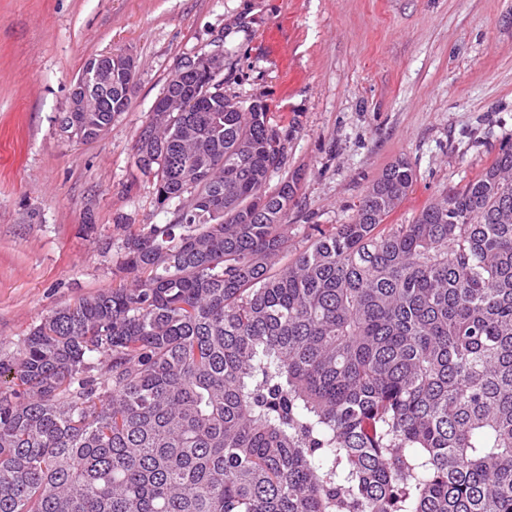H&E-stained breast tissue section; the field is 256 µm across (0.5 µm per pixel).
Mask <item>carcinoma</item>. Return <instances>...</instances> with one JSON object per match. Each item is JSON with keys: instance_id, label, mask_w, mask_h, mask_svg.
<instances>
[{"instance_id": "carcinoma-1", "label": "carcinoma", "mask_w": 512, "mask_h": 512, "mask_svg": "<svg viewBox=\"0 0 512 512\" xmlns=\"http://www.w3.org/2000/svg\"><path fill=\"white\" fill-rule=\"evenodd\" d=\"M177 70L135 146L173 220L0 362V512H512V146L410 224L397 159L297 252L288 130Z\"/></svg>"}]
</instances>
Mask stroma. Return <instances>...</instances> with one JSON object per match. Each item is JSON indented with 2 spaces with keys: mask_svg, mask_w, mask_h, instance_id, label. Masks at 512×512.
Segmentation results:
<instances>
[{
  "mask_svg": "<svg viewBox=\"0 0 512 512\" xmlns=\"http://www.w3.org/2000/svg\"><path fill=\"white\" fill-rule=\"evenodd\" d=\"M218 43L226 93L288 130L296 249L350 223L395 160L416 180L389 221L408 224L512 146V0H0V362L43 317L126 283L127 229L170 221L136 139L168 76ZM110 52L134 57L135 92L82 141L59 118L84 63Z\"/></svg>",
  "mask_w": 512,
  "mask_h": 512,
  "instance_id": "1",
  "label": "stroma"
}]
</instances>
